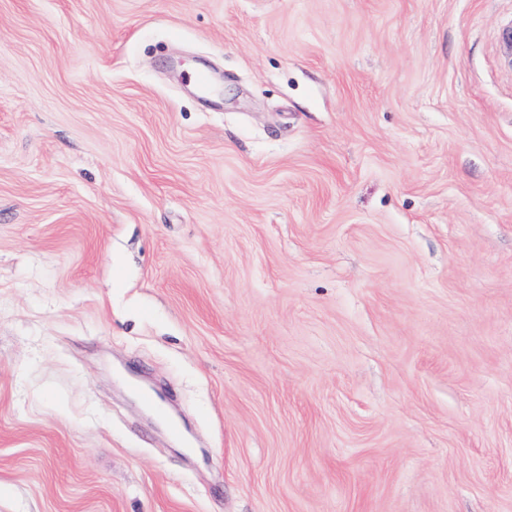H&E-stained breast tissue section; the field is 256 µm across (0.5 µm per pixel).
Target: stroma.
Returning <instances> with one entry per match:
<instances>
[{
	"label": "stroma",
	"mask_w": 512,
	"mask_h": 512,
	"mask_svg": "<svg viewBox=\"0 0 512 512\" xmlns=\"http://www.w3.org/2000/svg\"><path fill=\"white\" fill-rule=\"evenodd\" d=\"M511 27L0 0V512H512Z\"/></svg>",
	"instance_id": "obj_1"
}]
</instances>
